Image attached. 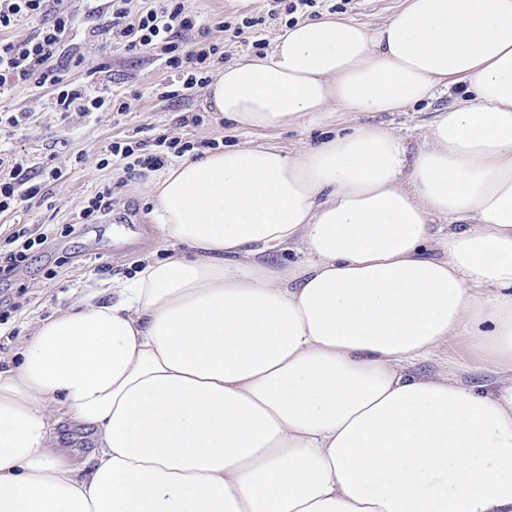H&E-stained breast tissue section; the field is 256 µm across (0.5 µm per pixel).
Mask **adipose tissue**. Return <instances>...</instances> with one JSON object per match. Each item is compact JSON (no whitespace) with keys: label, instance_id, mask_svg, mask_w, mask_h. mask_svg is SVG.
I'll list each match as a JSON object with an SVG mask.
<instances>
[{"label":"adipose tissue","instance_id":"1","mask_svg":"<svg viewBox=\"0 0 512 512\" xmlns=\"http://www.w3.org/2000/svg\"><path fill=\"white\" fill-rule=\"evenodd\" d=\"M452 90L413 145L346 119ZM206 100L325 134L147 182L167 257L0 368V512H512V0L297 23ZM447 344L490 381L412 372Z\"/></svg>","mask_w":512,"mask_h":512}]
</instances>
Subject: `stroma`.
<instances>
[{"mask_svg":"<svg viewBox=\"0 0 512 512\" xmlns=\"http://www.w3.org/2000/svg\"><path fill=\"white\" fill-rule=\"evenodd\" d=\"M403 0H322L317 16L332 14L375 26L388 20ZM189 14L204 27L209 41L223 45L224 65L253 57L252 41L272 44L285 27L281 18H269L270 0H184ZM262 18V25L246 29L243 37L226 31V23ZM106 35L95 17L77 9L67 51L80 60L69 67L72 86L117 94L126 103L124 114L58 111L53 93L46 88L18 86L0 96V110L26 113L23 127L0 132V151L26 158L29 165L62 169L61 179L42 189L19 208L0 214V235L20 228L51 231L48 249H32L28 261L9 279L0 282V359L11 360L21 339L34 323L68 309L87 286L117 281L132 275L145 256L163 258L166 252L155 237L150 212L153 201L145 184L152 173L136 169L120 174L102 167L106 147L114 140L135 137L153 145L158 134L213 139L220 145H259L275 142L295 152L321 139L322 129L307 128L244 135L230 130L196 91L183 101H163L153 90L167 79L153 51L129 54L106 47ZM450 96L425 100L398 112L379 113L378 119L407 142H417L433 112L445 108ZM187 112L203 114L202 125L186 129L179 123ZM123 185H116V178ZM114 183L112 212L106 222L83 224L81 209L88 197L104 184Z\"/></svg>","mask_w":512,"mask_h":512,"instance_id":"stroma-1","label":"stroma"}]
</instances>
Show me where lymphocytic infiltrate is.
Masks as SVG:
<instances>
[{
  "label": "lymphocytic infiltrate",
  "mask_w": 512,
  "mask_h": 512,
  "mask_svg": "<svg viewBox=\"0 0 512 512\" xmlns=\"http://www.w3.org/2000/svg\"><path fill=\"white\" fill-rule=\"evenodd\" d=\"M104 32L125 51L137 53L155 49L168 72L157 90L167 99H185L210 80L216 62L224 53L219 44L207 41L196 16L185 10L183 0H153L150 8H134L133 0H105L96 7ZM41 19L37 32L24 40L6 37V30L23 19ZM72 13L68 0H0V94L19 85L52 89L60 111L124 113L126 104L118 96L88 92L70 85L64 78L62 60ZM110 157L122 162L125 170L163 168L170 157L192 154L201 157L203 146L188 137L160 135L156 150L142 153L137 141L119 139L108 146ZM0 214L14 211L19 203L40 193L42 184L59 180L57 168L32 174L24 160L6 153L0 155Z\"/></svg>",
  "instance_id": "1"
}]
</instances>
